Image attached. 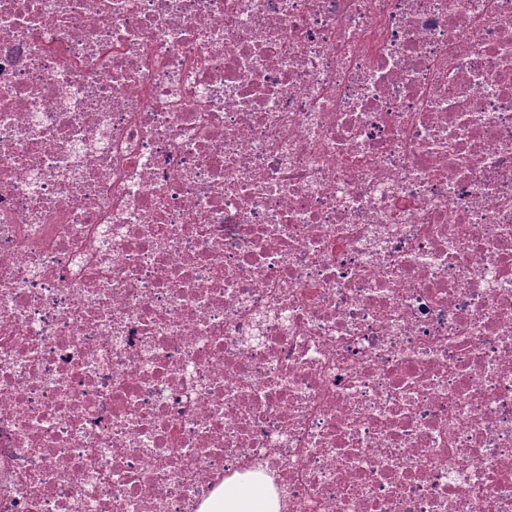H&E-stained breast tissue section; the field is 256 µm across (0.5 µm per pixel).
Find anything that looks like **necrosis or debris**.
I'll use <instances>...</instances> for the list:
<instances>
[{"instance_id":"obj_1","label":"necrosis or debris","mask_w":512,"mask_h":512,"mask_svg":"<svg viewBox=\"0 0 512 512\" xmlns=\"http://www.w3.org/2000/svg\"><path fill=\"white\" fill-rule=\"evenodd\" d=\"M512 512V0H0V512ZM242 478L234 477L224 482V508L211 511L206 508L200 511L210 512H277L276 501L270 491L256 485L242 482Z\"/></svg>"}]
</instances>
